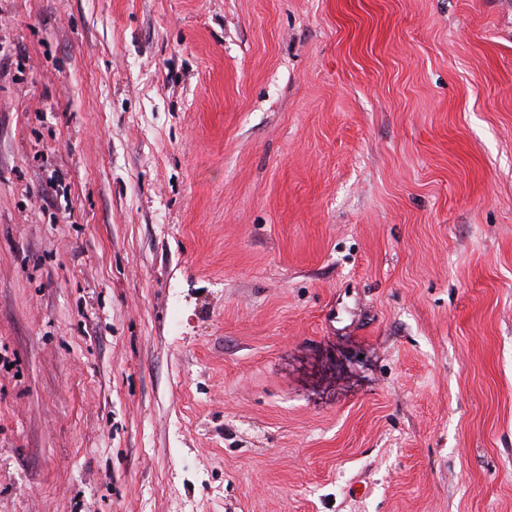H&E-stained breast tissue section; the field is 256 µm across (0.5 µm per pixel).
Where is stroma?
<instances>
[{
  "label": "stroma",
  "mask_w": 512,
  "mask_h": 512,
  "mask_svg": "<svg viewBox=\"0 0 512 512\" xmlns=\"http://www.w3.org/2000/svg\"><path fill=\"white\" fill-rule=\"evenodd\" d=\"M0 512H512V0H0Z\"/></svg>",
  "instance_id": "35a3bbf8"
}]
</instances>
